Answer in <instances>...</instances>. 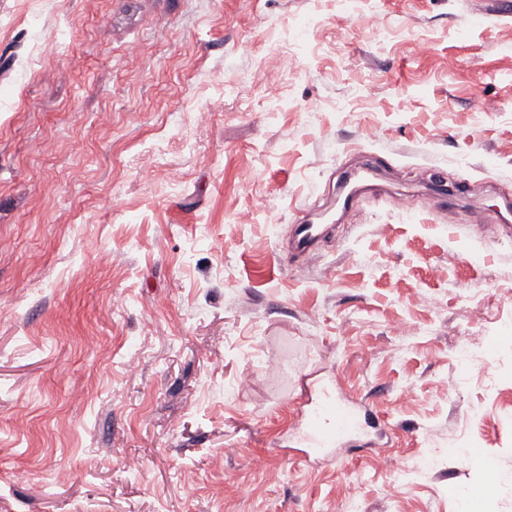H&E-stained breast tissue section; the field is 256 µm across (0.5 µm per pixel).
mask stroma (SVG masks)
Listing matches in <instances>:
<instances>
[{"label":"stroma","instance_id":"obj_1","mask_svg":"<svg viewBox=\"0 0 512 512\" xmlns=\"http://www.w3.org/2000/svg\"><path fill=\"white\" fill-rule=\"evenodd\" d=\"M506 196L512 0H0V512H512ZM331 222L333 220L330 215L322 224H313L310 219H303L296 225L293 249L298 254L306 255V263L316 257V245L329 234L330 228L327 224ZM365 427L357 402L329 386L314 389L306 414L307 442L310 448L350 446Z\"/></svg>","mask_w":512,"mask_h":512}]
</instances>
